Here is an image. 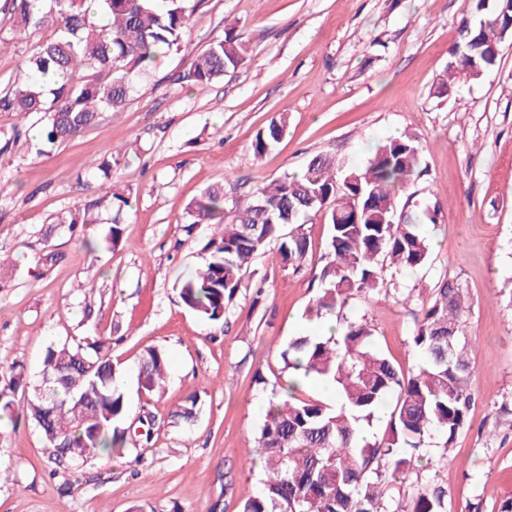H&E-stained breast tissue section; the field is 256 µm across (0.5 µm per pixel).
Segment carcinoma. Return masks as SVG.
Masks as SVG:
<instances>
[{
    "label": "carcinoma",
    "mask_w": 512,
    "mask_h": 512,
    "mask_svg": "<svg viewBox=\"0 0 512 512\" xmlns=\"http://www.w3.org/2000/svg\"><path fill=\"white\" fill-rule=\"evenodd\" d=\"M10 0L6 23L20 37L50 30L52 35L21 62L23 78L0 95V112L18 117L42 115L47 141L64 142L98 125L106 112L120 108L159 55L185 45L190 0H96L99 20L90 18L91 0ZM474 20H465L458 54L435 85V94L454 92L460 73L477 80L512 34V0H468ZM246 53L235 36L212 43L191 67L179 74L182 84L205 86L236 69ZM288 129L282 112L257 132L252 142L259 156L279 142ZM422 148L412 136L386 140L362 168L336 177V160L313 157L301 175H285L232 199L224 212V188L210 187L188 205L196 224H216L204 246L203 264L182 281L179 297L201 320L218 324L232 304L253 260L276 247L280 264L298 269L308 252L301 218L325 213L329 236L324 263L315 275L318 293L306 311L313 319L343 315L356 293L389 292L384 262L397 270L417 271L430 261V244L421 225L398 217L394 194L420 174ZM113 212L106 241L118 248L119 224L128 200L113 193L100 200ZM54 223L81 226L82 241L97 247L88 211L57 214ZM466 290L446 276L438 279L411 336L419 365L405 374L375 347L368 323L348 321L330 336L301 334L281 351L287 376L281 392L254 436V454L263 464L260 493L242 501L241 512H445L447 491L434 487L391 505L382 483H401L437 439L454 445L474 397L466 378L473 367L474 346L460 327ZM112 343L92 339L51 343L41 376L81 355L87 366L74 367L67 384L36 383L20 374L13 389L23 387V404L0 392V421L25 413L53 448L57 471L86 463L102 450L126 448L122 423L128 404L112 364ZM167 356L152 348L141 357L138 383L147 392L165 389ZM336 385V401L326 403L302 394L298 377ZM391 406L386 430L366 435L379 408ZM197 404L189 396L174 416L194 421Z\"/></svg>",
    "instance_id": "carcinoma-1"
}]
</instances>
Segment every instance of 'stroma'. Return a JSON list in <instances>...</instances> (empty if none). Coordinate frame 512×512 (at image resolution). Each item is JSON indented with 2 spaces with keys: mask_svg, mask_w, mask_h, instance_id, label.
Listing matches in <instances>:
<instances>
[{
  "mask_svg": "<svg viewBox=\"0 0 512 512\" xmlns=\"http://www.w3.org/2000/svg\"><path fill=\"white\" fill-rule=\"evenodd\" d=\"M186 45L160 56L135 91L100 124L48 143L39 115L0 112V365H23L36 379L54 341L114 337L130 418L151 417L149 437L130 448L52 474L51 448L27 419L0 425V512H240L259 492L263 471L251 452L274 399L279 352L301 333H319L305 314L327 252L324 214L306 226L300 271L257 256L224 321L187 310L180 281L201 266L211 227L193 223L187 205L210 186L243 192L303 171L316 155L363 166L390 135L416 137L423 174L395 196L397 212L427 225L432 256L415 274H396L407 301L360 293L345 314L365 319L376 346L395 365L417 361L409 338L442 276L458 279L469 307L461 325L475 348L468 386L475 396L466 427L436 473L410 471V500L430 481L448 493V512H498L512 498V37L479 80H457L453 95L434 85L460 40L465 0H197ZM0 0V91L41 35L15 38ZM243 38V63L205 87L179 73L227 30ZM284 138L254 156L256 133L279 113ZM111 178L94 164L107 153ZM129 201L116 250L85 249L54 223L110 193ZM53 262H46V254ZM168 354L163 395L141 389L146 350ZM263 381H256V374ZM196 395L197 419L174 411Z\"/></svg>",
  "mask_w": 512,
  "mask_h": 512,
  "instance_id": "1",
  "label": "stroma"
}]
</instances>
